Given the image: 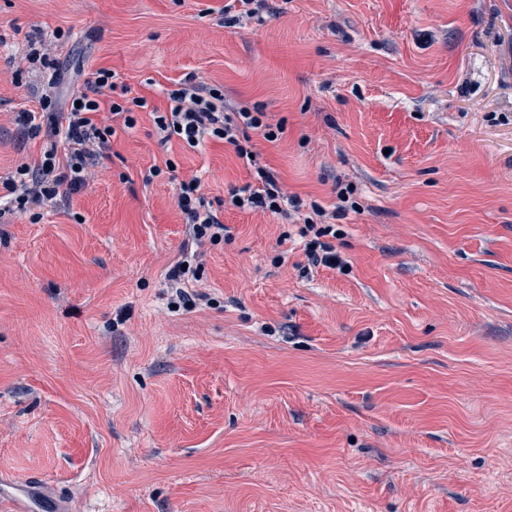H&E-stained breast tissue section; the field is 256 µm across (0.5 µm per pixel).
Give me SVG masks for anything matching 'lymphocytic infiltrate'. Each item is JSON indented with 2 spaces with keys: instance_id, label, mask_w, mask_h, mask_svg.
<instances>
[{
  "instance_id": "obj_1",
  "label": "lymphocytic infiltrate",
  "mask_w": 512,
  "mask_h": 512,
  "mask_svg": "<svg viewBox=\"0 0 512 512\" xmlns=\"http://www.w3.org/2000/svg\"><path fill=\"white\" fill-rule=\"evenodd\" d=\"M128 92V87L118 86L114 72L106 68L97 69L61 101L53 88L43 89L40 111L18 116L23 139L42 138L40 156L18 164L0 183L6 190L0 218L34 207H66L71 196L88 185L96 168L111 160L116 126L134 128L136 112L151 110L147 98H132ZM167 97L166 111L151 110L155 131L164 143L176 137L196 149L211 140L221 141L233 146L237 155L246 157L250 154L246 143L251 133L273 142L283 130L282 125L268 123L262 110L234 108L227 103L223 89L193 73L175 82ZM338 197L340 203L333 211L315 204L310 207L311 215L303 216V200L285 192L275 172L260 166L253 182L231 188L229 203L242 211L268 213L282 223L297 225L312 266L346 272L349 263L332 240L339 235L335 221L344 216V201L349 194L342 190ZM176 201L188 241L216 245L228 237L229 229L220 218V210L204 193L200 178L177 181Z\"/></svg>"
}]
</instances>
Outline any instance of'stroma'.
<instances>
[{
    "label": "stroma",
    "instance_id": "stroma-1",
    "mask_svg": "<svg viewBox=\"0 0 512 512\" xmlns=\"http://www.w3.org/2000/svg\"><path fill=\"white\" fill-rule=\"evenodd\" d=\"M0 0V179L51 78L96 69L167 108L193 72L282 123L256 162L159 144L143 113L72 198L0 223V475L70 512H512V0ZM210 198L272 168L336 222L349 273L309 267L291 224L225 208L168 307L175 179ZM283 264H275L276 256ZM224 5L220 22L224 27H235L244 20H256L261 23L265 20L264 14L273 16L279 14L277 9L269 5V0H230Z\"/></svg>",
    "mask_w": 512,
    "mask_h": 512
}]
</instances>
